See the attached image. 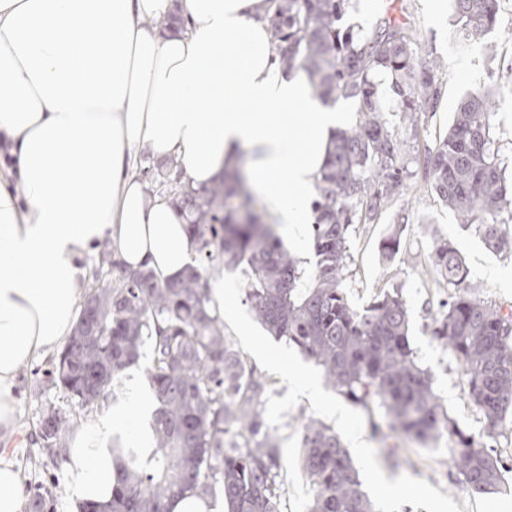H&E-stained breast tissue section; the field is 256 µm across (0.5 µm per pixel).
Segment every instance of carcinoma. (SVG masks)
I'll list each match as a JSON object with an SVG mask.
<instances>
[{
	"instance_id": "obj_1",
	"label": "carcinoma",
	"mask_w": 512,
	"mask_h": 512,
	"mask_svg": "<svg viewBox=\"0 0 512 512\" xmlns=\"http://www.w3.org/2000/svg\"><path fill=\"white\" fill-rule=\"evenodd\" d=\"M467 40L483 43L499 26L500 0H452ZM357 0H272L270 25L279 63L304 70L327 104L342 99L356 124L339 130L316 179L311 231L316 261L283 247L274 225L254 209L247 178L237 169L192 196L180 162L159 177L186 215L200 261L214 273L240 268L245 297L268 331L322 368L336 393L367 416L371 437L424 444L443 436L462 487L492 494L512 463L490 448L512 420V312L471 292L470 270L448 241L433 238L429 272L453 294L432 317L431 335L460 364L465 393L481 415L479 433L461 428L433 388L412 347L410 314L401 292L387 289L362 309L345 288L357 224H374L417 172L430 191L474 226L487 248L512 253V178L499 154L492 116L501 97L490 90L460 99L448 132L418 153L421 115L438 111L444 63L409 22L407 5L387 7L372 27L343 25ZM398 103L389 122L383 99ZM404 227L389 225L379 244L384 262L400 252ZM99 269L111 274L84 298L47 381L81 408L112 395V384L152 345L148 380L156 407L151 448L112 443L117 480L108 512H171L180 498L224 493L226 512H281L280 440L262 411L268 381L224 337L208 309V279L190 266L161 283L148 270H128L109 244ZM59 411L43 417L46 452L59 456L72 424ZM302 465L312 488L307 512H374L359 473L336 432L313 419L302 424Z\"/></svg>"
}]
</instances>
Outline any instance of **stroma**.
Returning a JSON list of instances; mask_svg holds the SVG:
<instances>
[{"instance_id": "stroma-1", "label": "stroma", "mask_w": 512, "mask_h": 512, "mask_svg": "<svg viewBox=\"0 0 512 512\" xmlns=\"http://www.w3.org/2000/svg\"><path fill=\"white\" fill-rule=\"evenodd\" d=\"M406 2L420 34L435 43L446 65L439 109L423 121L426 139L431 142L446 132L458 101L468 90L488 84L512 85V0H501L500 24L488 36L497 47L493 58L468 42L455 22L451 0L437 4L441 14L437 21L431 15V0ZM392 224L404 225L403 245L396 259L385 264L380 260L378 243ZM436 236L448 239L461 253L470 269V284L481 298L512 307V255L487 250L475 229L459 224L419 177L413 178L410 189L394 198L377 223L356 226L346 291L352 306L359 309L381 289H401L411 314L412 346L421 364L430 369L449 414L460 427L476 433L482 423L465 396L462 370L429 332L439 301L448 295L426 269L428 249ZM222 276L233 285L227 304L235 318L234 324L225 325L224 335L269 382L264 415L281 440L284 512H306L311 497L309 479L300 465L301 424L308 418L334 428L348 445L376 512H512V491L474 496L463 489L441 445L423 446L404 440L400 443V465L388 462L380 443L370 435L365 413L328 387L313 361L285 342L276 341L254 319L245 300L243 273L226 270ZM50 362L47 356L37 359L18 373L14 388L18 422L12 437L0 439V458L20 469L25 486L41 484L51 490L50 512H71L69 474L64 464H49L43 451V413L51 407L76 417L83 425L97 420L112 406L127 409L135 422L149 425L150 412L132 406L130 397L152 396L147 380L151 350L143 348L140 359L123 372L111 397L89 411L78 409L62 389L43 382L42 374ZM330 403L343 408L346 422L328 417L325 407Z\"/></svg>"}]
</instances>
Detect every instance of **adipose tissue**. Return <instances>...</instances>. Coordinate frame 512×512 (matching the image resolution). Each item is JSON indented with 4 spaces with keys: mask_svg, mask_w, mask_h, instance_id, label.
<instances>
[{
    "mask_svg": "<svg viewBox=\"0 0 512 512\" xmlns=\"http://www.w3.org/2000/svg\"><path fill=\"white\" fill-rule=\"evenodd\" d=\"M269 13V0H0V143L17 159L0 168V435L15 432L21 367L74 329L92 245L162 282L197 253L180 213L137 178L141 150L179 158L196 188L247 154L283 238L313 223L344 116L278 63ZM104 430L150 445L122 410L77 430L65 460L77 512L112 498Z\"/></svg>",
    "mask_w": 512,
    "mask_h": 512,
    "instance_id": "ef3b65f1",
    "label": "adipose tissue"
}]
</instances>
